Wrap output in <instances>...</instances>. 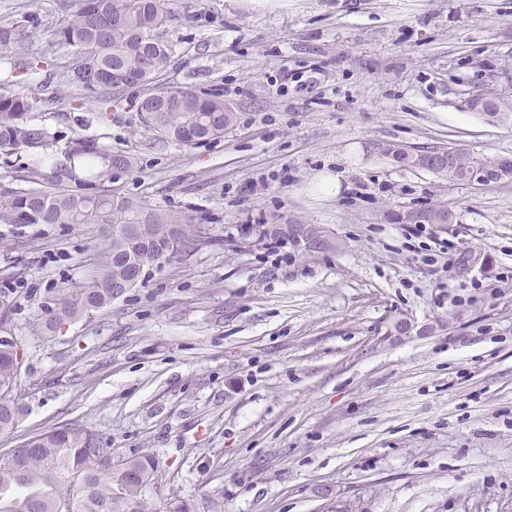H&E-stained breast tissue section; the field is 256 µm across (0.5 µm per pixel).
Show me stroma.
I'll return each mask as SVG.
<instances>
[{
  "label": "stroma",
  "instance_id": "obj_1",
  "mask_svg": "<svg viewBox=\"0 0 512 512\" xmlns=\"http://www.w3.org/2000/svg\"><path fill=\"white\" fill-rule=\"evenodd\" d=\"M36 15L50 54L58 0ZM169 80L221 88L236 121L195 148L135 109L25 84L61 141L98 138L137 166L122 196L192 216L212 238L92 318L47 339L35 320L95 269L97 224L11 228L0 291L23 352L17 427L0 455L79 425L116 455L151 454L148 500L224 512H512V175L484 184L402 169L384 148L512 157V125L459 108L512 86V0H182ZM317 85L281 86V68ZM341 189L326 193L325 173ZM443 205L456 221L411 238L391 213ZM275 224L326 227L336 248L268 249ZM406 316L419 334L385 340Z\"/></svg>",
  "mask_w": 512,
  "mask_h": 512
}]
</instances>
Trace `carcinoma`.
Masks as SVG:
<instances>
[{"label": "carcinoma", "instance_id": "1", "mask_svg": "<svg viewBox=\"0 0 512 512\" xmlns=\"http://www.w3.org/2000/svg\"><path fill=\"white\" fill-rule=\"evenodd\" d=\"M62 19L48 31V45L62 51L59 71L64 85L78 88L99 103L121 101L119 92L145 91L129 100L141 123L160 137L193 148L224 137L236 119L220 89L197 90L167 81L174 46L163 38L178 20L172 0H60ZM27 17L0 22V64L10 79L0 85V154L41 155L53 159L31 176L33 186L0 189V224H102L107 244L98 252L96 273L65 289L36 325L42 336H55L61 325L88 319L127 293L125 258L154 263L194 251L211 237L190 216L137 204L112 189V170H130L136 159L104 151L96 139L70 141L63 157L55 156L58 134L33 122L37 101L9 89L38 70L27 49ZM402 167L431 170L428 153L407 162L399 145L385 150ZM478 158L459 153L446 172L461 180ZM15 340H0V383L15 386L18 376ZM19 407L0 396V433L11 432ZM99 437L78 426L58 427L31 437L0 459V512H58V499L75 478L69 512H156L146 498L157 469L153 456L122 458L110 469L99 466Z\"/></svg>", "mask_w": 512, "mask_h": 512}]
</instances>
